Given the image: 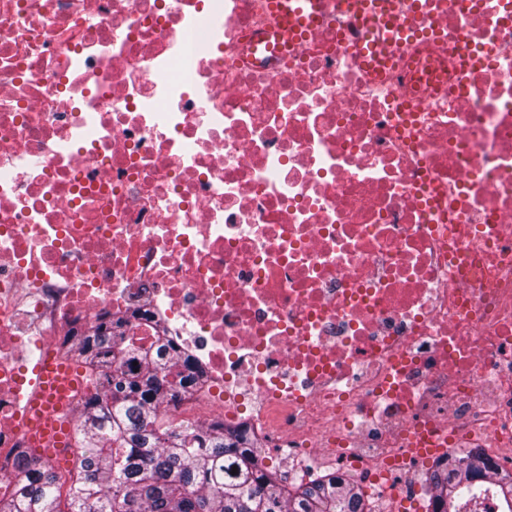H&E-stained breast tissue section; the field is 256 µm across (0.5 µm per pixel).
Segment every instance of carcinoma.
I'll return each instance as SVG.
<instances>
[{"label": "carcinoma", "instance_id": "obj_1", "mask_svg": "<svg viewBox=\"0 0 512 512\" xmlns=\"http://www.w3.org/2000/svg\"><path fill=\"white\" fill-rule=\"evenodd\" d=\"M125 325L101 323L81 340L78 357L95 364L102 381L73 433L80 469L63 475L19 449L0 512H365L363 488L341 474L288 482L241 426L162 428L161 405L192 393L199 376L165 337L146 347ZM486 478L497 512H512V473L479 449L433 464L427 483L437 512H462L473 483Z\"/></svg>", "mask_w": 512, "mask_h": 512}]
</instances>
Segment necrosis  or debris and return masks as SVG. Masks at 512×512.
Masks as SVG:
<instances>
[{"instance_id":"obj_1","label":"necrosis or debris","mask_w":512,"mask_h":512,"mask_svg":"<svg viewBox=\"0 0 512 512\" xmlns=\"http://www.w3.org/2000/svg\"><path fill=\"white\" fill-rule=\"evenodd\" d=\"M273 0H0V465L72 429L95 323L203 373L163 405L327 460L371 512L401 474L512 464V0H408L363 54Z\"/></svg>"}]
</instances>
